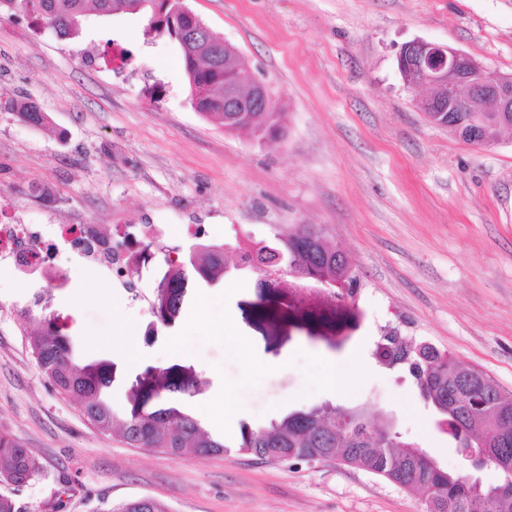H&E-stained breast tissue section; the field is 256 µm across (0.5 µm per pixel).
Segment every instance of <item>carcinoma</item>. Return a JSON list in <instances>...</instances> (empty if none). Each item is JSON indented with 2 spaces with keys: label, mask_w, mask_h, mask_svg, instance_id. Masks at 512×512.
Returning a JSON list of instances; mask_svg holds the SVG:
<instances>
[{
  "label": "carcinoma",
  "mask_w": 512,
  "mask_h": 512,
  "mask_svg": "<svg viewBox=\"0 0 512 512\" xmlns=\"http://www.w3.org/2000/svg\"><path fill=\"white\" fill-rule=\"evenodd\" d=\"M122 7L146 20L145 35L166 37L178 44L184 59L189 83L209 87V98L200 103L202 114L220 121L229 128L256 129L250 122L226 121L224 96L214 88L224 86V68H201L203 62L217 52L222 39L214 32L191 37L185 33L187 20L174 11L167 0L155 5L145 0H0V10L20 11L33 16L37 23L50 28L60 36H76L69 26L73 19H82L90 9L109 16ZM4 109L31 125L43 126L48 116L31 101H9ZM482 136L494 138L507 126L495 112L486 113ZM262 136L277 139L282 136L280 116L270 112L262 120ZM272 249L280 253L282 264H297L311 277L342 293L351 287L353 276L348 259L332 245L323 229L315 224H298L293 228H278L273 236L247 249L238 240L224 246H204L188 252L171 271L164 289L168 296L170 313L159 312L157 321L170 323L171 315L182 306L190 279L213 283L232 273L252 270L255 258ZM50 296L46 291L34 294V304L42 306L41 317L34 319V328L27 332L32 353L44 374L59 391L81 401L87 420L103 432L119 431L120 437L137 448H159L175 456L221 455L230 445L220 434L206 430L200 421L180 402L183 395L196 391V380L184 377L173 369L148 370L140 381L139 391L131 394L128 417L117 424L112 409V364L106 360L84 361L77 356L74 341L68 334V325L59 315L49 311ZM428 348L410 355L409 374L416 381L422 398L436 411L440 428L459 448L475 452L488 438L498 439V447L512 456V412L509 426L504 428L503 410L496 402L498 387L490 380L464 390L458 362L448 355H439L431 361ZM355 411H342L331 404L306 410H294L269 426L241 432L238 451L253 456L269 453L276 459L286 456L295 460L311 457L318 448H327L345 463L383 477L395 484H406L411 475L406 471V457L415 444L394 434H376L362 452H354L344 440L349 432L357 433L360 426L349 421ZM420 477L423 489L438 512H456L464 502H479L482 512H512V494L504 490L505 483L482 488L483 497L475 496L476 487L464 474L438 469L429 463L423 465ZM38 473L32 454L9 435L0 433V483L21 486Z\"/></svg>",
  "instance_id": "cac0c4a2"
}]
</instances>
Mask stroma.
Listing matches in <instances>:
<instances>
[{
  "mask_svg": "<svg viewBox=\"0 0 512 512\" xmlns=\"http://www.w3.org/2000/svg\"><path fill=\"white\" fill-rule=\"evenodd\" d=\"M264 82L286 134L225 131L197 112L178 46L146 42L138 14L88 15L59 37L0 14V104L27 98L46 126L0 108V209L26 224L165 226L169 246L260 241L273 226L318 224L355 277L351 325L321 295L289 313L258 275L192 282L172 323L151 333L158 279L126 284L75 264L51 309L85 360L112 365L117 419L146 369L181 367L201 391L185 404L236 442L326 401L389 417L449 471L453 440L405 373L372 350L397 331L485 374L512 397V136L470 146L429 123L397 68L414 40L512 73V0H186ZM193 226L192 238L181 231ZM42 282L0 268V432L39 472L0 483L19 512H110L133 498L169 512H424L419 493L336 461L269 462L230 451L175 457L90 424L39 368L26 309ZM232 305L247 349L196 316ZM346 374L338 391L325 366Z\"/></svg>",
  "mask_w": 512,
  "mask_h": 512,
  "instance_id": "1",
  "label": "stroma"
}]
</instances>
